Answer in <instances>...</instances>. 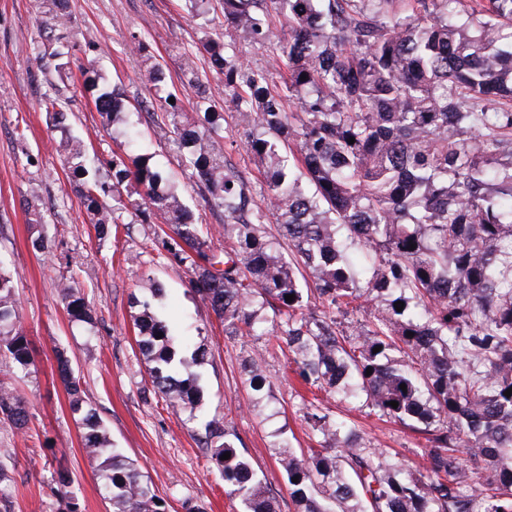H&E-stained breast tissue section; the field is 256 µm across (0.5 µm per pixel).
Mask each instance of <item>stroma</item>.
<instances>
[{
    "mask_svg": "<svg viewBox=\"0 0 512 512\" xmlns=\"http://www.w3.org/2000/svg\"><path fill=\"white\" fill-rule=\"evenodd\" d=\"M217 33L227 41L235 37L223 18L191 17L184 0H0V259L15 275L21 321L35 359L24 373L0 357V381L24 396L30 418L21 431L0 422V460L8 475L0 489L11 512H66L49 491L62 470L72 479L81 512H111L98 463L82 449L56 371L60 348L96 405L113 447L148 476L169 512H242L239 498L226 494L222 476L200 446L213 421L246 450L271 489L277 512H294L277 452L285 445L296 451L317 445L305 423L307 402L294 366L267 337L225 335L223 323L191 291L187 267L163 257V233L155 219L129 213L117 231L97 235L61 165L60 135L41 108L49 97L65 102L71 133L91 143L106 182L112 179L107 162L113 151L133 137L170 174L195 222L211 231L214 246H232L234 236L220 232L223 219L198 194L196 177L177 145L161 135L168 106L141 79L148 63L159 64L169 90L191 116L197 92L185 70L193 68L210 104L224 115L227 160L248 172L252 191H259L260 177L242 145L247 126L223 75L198 51L204 36ZM54 36L69 39L71 64L64 75L34 55ZM91 61L107 83L122 85L127 104L148 102L153 120L133 116L128 125L103 127L83 87L81 68ZM32 180L41 187L39 208L50 240L43 252L33 249L27 227L25 198ZM131 253L138 262H127ZM70 275L96 309L95 334L71 325L54 291L56 282ZM150 278L164 289L156 307L175 334L208 350L200 370L203 399L190 413L173 411L154 395L136 345L139 310L130 295ZM258 351L273 385L269 396L252 390L242 368ZM326 405L350 415L367 441L394 451L395 462L413 471L421 465L418 434L367 408L352 412L334 398Z\"/></svg>",
    "mask_w": 512,
    "mask_h": 512,
    "instance_id": "stroma-1",
    "label": "stroma"
}]
</instances>
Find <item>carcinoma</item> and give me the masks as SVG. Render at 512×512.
Returning <instances> with one entry per match:
<instances>
[{
    "instance_id": "carcinoma-1",
    "label": "carcinoma",
    "mask_w": 512,
    "mask_h": 512,
    "mask_svg": "<svg viewBox=\"0 0 512 512\" xmlns=\"http://www.w3.org/2000/svg\"><path fill=\"white\" fill-rule=\"evenodd\" d=\"M394 2L219 0L224 25L243 42L279 52L288 69L276 91L269 73L244 66L236 42L201 41L250 126L243 148L262 176L260 205L224 156V115L199 103L191 122L170 105L166 134L235 233L236 245L222 254L152 155L112 153V183L103 182L87 165L85 142L66 134L60 100L48 98L44 108L64 133L58 150L97 233L123 223L125 212L151 211L169 229L167 257L189 269L191 288L225 335L277 337L305 384L423 435L426 464L408 472L386 449L364 443L352 421L311 405L307 423L320 447L277 452L295 512H512V396L504 395L512 388V46L502 34L503 23L512 26V0H413L410 14ZM278 15L288 33L276 42ZM48 57L59 74L70 69L68 45ZM83 75L103 126L122 120L120 90L103 84L91 62ZM144 78L172 97L158 65ZM38 199L33 183L25 203L31 243L45 250ZM270 217L277 237L267 231ZM361 266L373 268L364 290L356 287ZM305 272L318 297L313 306L298 281ZM57 293L70 322L95 327L72 281L61 280ZM135 325L154 394L194 410L205 347L180 355L147 300ZM2 353L22 371L34 365L14 280L0 260ZM55 357L112 512H167L136 464L111 447L65 352ZM243 369L262 391L258 362ZM0 421L17 430L29 421L24 397L3 383ZM227 436L213 422L201 441L226 493L244 512H276L274 496ZM70 485L61 472L50 492L78 512Z\"/></svg>"
}]
</instances>
